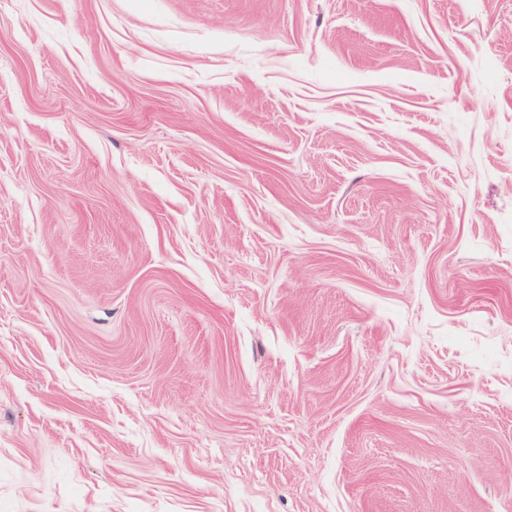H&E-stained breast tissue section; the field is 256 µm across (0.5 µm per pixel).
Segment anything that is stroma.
<instances>
[{
  "label": "stroma",
  "mask_w": 512,
  "mask_h": 512,
  "mask_svg": "<svg viewBox=\"0 0 512 512\" xmlns=\"http://www.w3.org/2000/svg\"><path fill=\"white\" fill-rule=\"evenodd\" d=\"M0 512H512V0H0Z\"/></svg>",
  "instance_id": "1"
}]
</instances>
